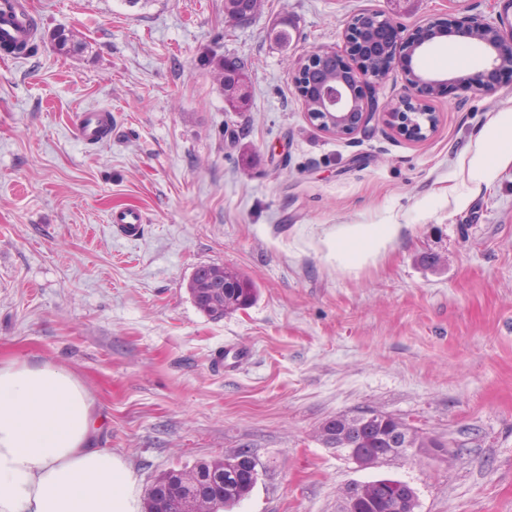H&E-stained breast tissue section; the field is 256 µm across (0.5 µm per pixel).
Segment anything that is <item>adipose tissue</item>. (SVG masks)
Wrapping results in <instances>:
<instances>
[{"mask_svg":"<svg viewBox=\"0 0 512 512\" xmlns=\"http://www.w3.org/2000/svg\"><path fill=\"white\" fill-rule=\"evenodd\" d=\"M469 161L473 178L512 155V114ZM397 224H346L336 257L357 264L400 233ZM94 399L71 371L51 363H0V512H142L125 459L96 444Z\"/></svg>","mask_w":512,"mask_h":512,"instance_id":"ef3b65f1","label":"adipose tissue"}]
</instances>
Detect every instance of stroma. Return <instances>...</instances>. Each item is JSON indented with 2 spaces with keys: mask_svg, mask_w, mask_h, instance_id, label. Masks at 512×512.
Returning a JSON list of instances; mask_svg holds the SVG:
<instances>
[{
  "mask_svg": "<svg viewBox=\"0 0 512 512\" xmlns=\"http://www.w3.org/2000/svg\"><path fill=\"white\" fill-rule=\"evenodd\" d=\"M32 2V51L0 58V361L73 372L142 496L247 448L258 479L234 512H340L343 490L379 478L412 487L415 512H512V160L480 181L468 168L512 113V75L465 89L483 49L435 41L421 65L449 85L422 141L377 122L329 135L292 83L300 57L343 49L355 15L407 36L498 23L499 0H262L245 25L224 0ZM56 28L81 50L58 51ZM217 55L245 65L243 111ZM101 107L111 138L80 143L73 114ZM122 207L145 215L137 240L112 231ZM345 224L401 231L355 266L336 258ZM202 265L248 276L255 304L208 317L188 291ZM369 410L440 447L361 467L322 441ZM214 78L224 92V101L229 111L237 112L242 110L246 105V97L240 94L236 89V84L240 78H246L244 66L237 60L222 56L213 59Z\"/></svg>",
  "mask_w": 512,
  "mask_h": 512,
  "instance_id": "1",
  "label": "stroma"
}]
</instances>
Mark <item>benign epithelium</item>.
<instances>
[{
    "mask_svg": "<svg viewBox=\"0 0 512 512\" xmlns=\"http://www.w3.org/2000/svg\"><path fill=\"white\" fill-rule=\"evenodd\" d=\"M462 37L481 45L491 71H512V20L498 26L476 16L459 20L437 21L416 34L400 40V29L390 19L378 14H360L351 19L344 32L345 55L333 49H319L303 56L292 73L297 96L307 120L324 132L350 137L370 122H382L407 139L423 140L438 122L429 102L448 87V79L422 72L414 60L436 39ZM407 72L404 94L390 107L379 106L376 89L394 67ZM474 91L489 93L491 82L478 71L461 79ZM359 426L371 434L355 444L336 451L361 467L367 466L370 446H381L377 464L405 458L418 452L420 439L407 427L384 428L386 414L368 411L357 415ZM385 492L394 500L398 512H411L414 497L404 484L386 483ZM150 496L159 503V512H221L223 500L201 483V469L186 473L171 492L168 480L158 479ZM368 501L365 484L355 483L343 496L341 512H362Z\"/></svg>",
    "mask_w": 512,
    "mask_h": 512,
    "instance_id": "7a95c632",
    "label": "benign epithelium"
}]
</instances>
